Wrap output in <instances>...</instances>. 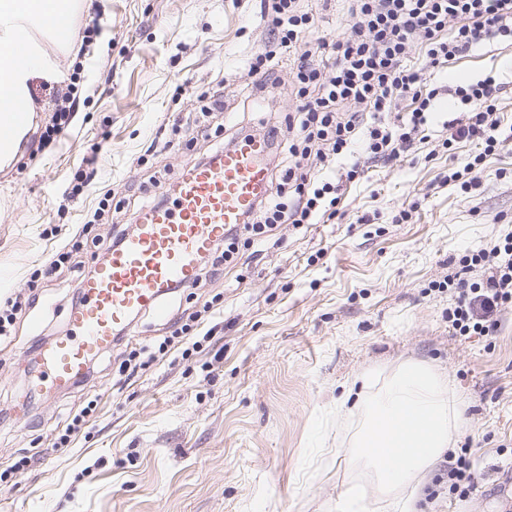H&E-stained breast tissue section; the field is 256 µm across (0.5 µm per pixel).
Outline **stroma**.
<instances>
[{
  "instance_id": "obj_1",
  "label": "stroma",
  "mask_w": 512,
  "mask_h": 512,
  "mask_svg": "<svg viewBox=\"0 0 512 512\" xmlns=\"http://www.w3.org/2000/svg\"><path fill=\"white\" fill-rule=\"evenodd\" d=\"M259 0H92L70 19L58 49L66 87L79 100L61 142L40 144L52 103L40 96L27 143L0 169V299L21 297L0 338V458H27L0 482V512H340L343 491L364 488L370 512H393L374 471L350 458L359 416L337 413L361 374L385 381L406 360L450 381L461 425L453 448L470 447L482 480L469 498L415 503L416 512H512V304L493 336H462L448 323L442 284L459 259L512 238V40L474 47L427 77L438 89L427 137L393 164L366 162L344 175L360 144L329 170L343 178L329 221L277 229L263 252L239 246L223 279L171 295V316L205 310L210 338L189 359H165L121 381L120 347L96 359L86 383L30 390L36 361L69 333L76 273H32L82 231L102 199L137 202L149 170L176 181L222 138L261 135L296 112L285 66L273 93L245 87L247 57L264 46ZM97 28L83 44L85 27ZM495 76L504 85L495 151L479 187L454 172L481 150L450 141L462 105L450 86ZM224 93L222 137L150 145L177 114ZM99 152L91 190L63 191L83 157ZM407 219H400V212ZM502 222H495V215ZM95 401L69 447L53 441L66 412Z\"/></svg>"
}]
</instances>
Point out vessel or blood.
<instances>
[{"label":"vessel or blood","instance_id":"b4317fda","mask_svg":"<svg viewBox=\"0 0 512 512\" xmlns=\"http://www.w3.org/2000/svg\"><path fill=\"white\" fill-rule=\"evenodd\" d=\"M23 107L0 96V140L24 123ZM267 144L247 138L207 165H187L172 202L143 210L134 232L101 257L84 281L83 301L70 319L73 335L43 355L51 383L81 378L91 357L111 346L130 318L144 311L167 320L164 296L193 281L204 255L226 228L243 223L268 180Z\"/></svg>","mask_w":512,"mask_h":512}]
</instances>
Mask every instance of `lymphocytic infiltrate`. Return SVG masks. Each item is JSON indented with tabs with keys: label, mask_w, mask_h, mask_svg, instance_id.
<instances>
[{
	"label": "lymphocytic infiltrate",
	"mask_w": 512,
	"mask_h": 512,
	"mask_svg": "<svg viewBox=\"0 0 512 512\" xmlns=\"http://www.w3.org/2000/svg\"><path fill=\"white\" fill-rule=\"evenodd\" d=\"M268 48L247 62L254 89L276 86L275 61H291L301 104L285 127H270L269 145L281 160L244 223L226 228L200 268L206 280L224 275L239 236L265 241L281 224H316L335 216V180L323 177L337 156L361 141L370 160L398 161L424 132L436 98L426 73L442 68L485 40L512 38V0H349L350 31L336 38L323 30V16L299 0H260ZM425 49L423 67L409 65L415 43ZM504 89L495 77L457 85L455 98L469 113L454 138L478 142L485 151L497 142L495 103ZM413 109L407 122L391 123L402 101ZM451 274L455 303L448 321L460 335H493L505 304L512 302V246L460 260ZM481 279L468 281L467 273ZM479 474L469 449L451 454L436 485L458 498L476 489Z\"/></svg>",
	"instance_id": "lymphocytic-infiltrate-1"
}]
</instances>
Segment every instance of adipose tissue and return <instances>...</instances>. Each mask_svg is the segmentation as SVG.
<instances>
[{
  "instance_id": "adipose-tissue-1",
  "label": "adipose tissue",
  "mask_w": 512,
  "mask_h": 512,
  "mask_svg": "<svg viewBox=\"0 0 512 512\" xmlns=\"http://www.w3.org/2000/svg\"><path fill=\"white\" fill-rule=\"evenodd\" d=\"M76 0H0V48L23 43L27 61L0 60V91L23 106L31 104L34 75L56 82L64 76L46 50L58 41L46 18L71 15ZM353 404L361 424L352 441V459L373 467L382 493L395 495L398 512H409L406 490H417L432 462L448 449L459 427V414L447 380L425 364H400L382 385L370 375L359 379Z\"/></svg>"
}]
</instances>
